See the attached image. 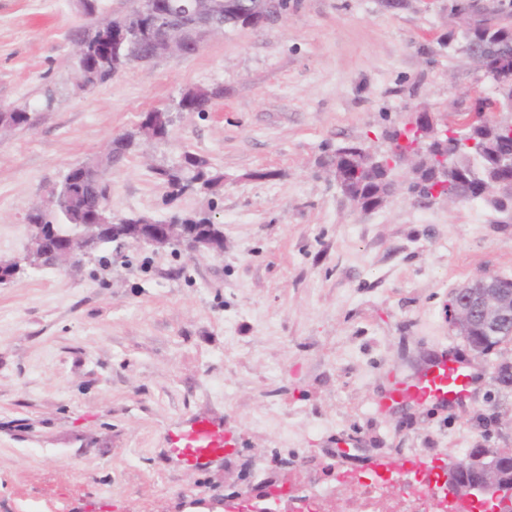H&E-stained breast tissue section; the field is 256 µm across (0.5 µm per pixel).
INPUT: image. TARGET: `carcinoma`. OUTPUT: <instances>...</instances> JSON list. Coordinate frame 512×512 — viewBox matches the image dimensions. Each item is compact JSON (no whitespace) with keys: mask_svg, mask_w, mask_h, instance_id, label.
<instances>
[{"mask_svg":"<svg viewBox=\"0 0 512 512\" xmlns=\"http://www.w3.org/2000/svg\"><path fill=\"white\" fill-rule=\"evenodd\" d=\"M512 0H490L486 10L488 22L497 34L512 36ZM153 28L151 15L133 11L109 20L104 27L91 24L79 29L74 41L77 44L78 64L86 65V72L93 75L89 88L110 80L112 76L130 65L129 56L139 49L150 54L153 51ZM223 96L222 89L190 88L181 93L178 108L182 112H202L212 100ZM154 112L143 115L137 129L126 132L112 140V148L106 156V166L115 167L135 151L143 137L165 140L169 128L155 129L151 125ZM470 137L475 145L469 147L456 137V130L447 129L438 143V152L452 158L457 171V180L473 196L481 194L484 184L512 177V168L506 166L504 157L512 153V142L502 139L497 126L483 114H478L470 126ZM358 181L368 199L374 198L383 187V173L376 160L361 156ZM421 181L416 185L417 196L423 198L431 188L428 160L419 161ZM153 173L165 185L167 196L175 201L187 192H196L218 197L224 190V173L197 154L186 152L173 165L152 167ZM109 196V184L98 170V164L82 163L70 167L57 189L56 203L50 209H34L27 215L30 224H53L63 228H74L79 224L93 222L97 203ZM151 219L134 215L118 218L112 222V241H126L133 237L131 225L149 224ZM172 224H195L204 228L217 240L224 241V233L206 214H175Z\"/></svg>","mask_w":512,"mask_h":512,"instance_id":"carcinoma-1","label":"carcinoma"}]
</instances>
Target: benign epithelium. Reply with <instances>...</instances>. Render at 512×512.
Instances as JSON below:
<instances>
[{"instance_id": "obj_1", "label": "benign epithelium", "mask_w": 512, "mask_h": 512, "mask_svg": "<svg viewBox=\"0 0 512 512\" xmlns=\"http://www.w3.org/2000/svg\"><path fill=\"white\" fill-rule=\"evenodd\" d=\"M288 10L287 0H191V6L181 12V23L164 26L163 56L185 58L190 56L187 48H201L211 33L224 28L221 16L236 17L247 28H258L273 18L283 16ZM448 15L463 20L464 26L474 28L483 23L485 2L483 0H457L448 7ZM457 51L477 61L494 92V96L475 104L471 112H494L508 110L512 112V40L497 37L492 41L479 42L469 40L458 45ZM406 128L419 132L421 148L385 155L383 165L392 169L404 159L430 154L435 137L441 135L435 120L429 112L417 113L415 119ZM435 186L428 199L432 205L437 201L463 200V196L448 192V170L445 157L436 156ZM357 149H342V158L336 161L332 174L342 195L356 209L371 212L375 207L359 201V195L353 187V176L358 167ZM176 240L179 248L193 255L200 249L202 233L188 224H156L149 230L144 241L153 246H164L170 240ZM102 247L97 233L76 230L65 237L59 250L61 264H76L91 256ZM448 321L459 331L460 336L477 352L482 348L475 340L489 345L512 337V280L497 275H485L473 283L456 290L453 300L448 304ZM479 328L483 336H471L474 328ZM444 485L448 498H465L470 505L481 512H512V456L500 451H489L482 455L463 454L448 465ZM283 492L266 489L254 497L249 493L226 497L219 501L207 502L194 499L191 504H202L209 508L216 505L224 507V512H279V510L253 503L254 499L279 503Z\"/></svg>"}]
</instances>
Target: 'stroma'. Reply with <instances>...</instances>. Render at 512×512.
Here are the masks:
<instances>
[{"instance_id":"1","label":"stroma","mask_w":512,"mask_h":512,"mask_svg":"<svg viewBox=\"0 0 512 512\" xmlns=\"http://www.w3.org/2000/svg\"><path fill=\"white\" fill-rule=\"evenodd\" d=\"M288 4L82 91L77 0H0V108L31 116L0 127V262L25 255L28 213L70 166L154 109L174 110L169 136L107 172L113 217L205 211L224 230L217 256L130 242L0 287V512H190L268 481L332 486L337 512L343 473H435L464 448H512V379L498 376L512 341L477 356L448 323L458 288L512 279V223L401 189L363 214L319 164L348 143L389 151L384 129L423 110L456 126L489 94L447 44L460 21L448 0ZM216 85L207 111H175L183 90ZM186 151L223 171L220 197L167 202L152 167ZM441 343L477 371L469 400L379 411ZM202 422L234 451L197 468L180 450Z\"/></svg>"}]
</instances>
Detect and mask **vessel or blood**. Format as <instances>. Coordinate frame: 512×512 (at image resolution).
Instances as JSON below:
<instances>
[{"label":"vessel or blood","mask_w":512,"mask_h":512,"mask_svg":"<svg viewBox=\"0 0 512 512\" xmlns=\"http://www.w3.org/2000/svg\"><path fill=\"white\" fill-rule=\"evenodd\" d=\"M473 383L468 364L442 345L415 376L388 393L380 407L384 410L400 404L452 407L467 399Z\"/></svg>","instance_id":"vessel-or-blood-1"}]
</instances>
